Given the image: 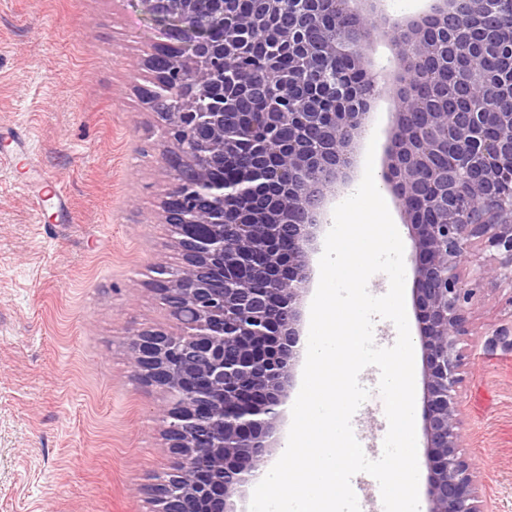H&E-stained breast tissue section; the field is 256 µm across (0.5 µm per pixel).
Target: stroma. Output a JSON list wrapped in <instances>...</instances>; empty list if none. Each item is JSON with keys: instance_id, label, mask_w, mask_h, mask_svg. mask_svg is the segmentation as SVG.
<instances>
[{"instance_id": "stroma-1", "label": "stroma", "mask_w": 512, "mask_h": 512, "mask_svg": "<svg viewBox=\"0 0 512 512\" xmlns=\"http://www.w3.org/2000/svg\"><path fill=\"white\" fill-rule=\"evenodd\" d=\"M140 0H0V512H154L148 485L172 470L155 410L165 393L130 363L133 334L177 332L151 282L182 253L161 202L174 146L146 101L142 61L158 42ZM395 102L382 92L355 148L352 181L381 170ZM60 180L69 213L47 182ZM461 274L476 291L457 392L464 452L488 512H512V289ZM376 367L352 428L369 459L388 431Z\"/></svg>"}]
</instances>
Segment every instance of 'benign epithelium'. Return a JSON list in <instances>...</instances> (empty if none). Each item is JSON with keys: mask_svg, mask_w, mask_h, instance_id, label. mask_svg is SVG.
Instances as JSON below:
<instances>
[{"mask_svg": "<svg viewBox=\"0 0 512 512\" xmlns=\"http://www.w3.org/2000/svg\"><path fill=\"white\" fill-rule=\"evenodd\" d=\"M160 25L161 42L144 63L154 74L146 99L175 146L172 185L163 202L183 265L161 269L152 284L180 332L147 331L130 340L135 372L167 393L156 409L178 455L154 485L155 512H238L230 498L268 461L302 348L301 304L313 280L312 255L327 204L346 184L351 145L368 127L379 81L366 55L369 36L391 25L396 109L382 174L401 176L396 193L413 241L414 297L424 375L423 421L429 450V512H483L475 459L462 453L465 432L456 391L464 382L458 345L470 336L469 292L460 267L478 245L501 256L480 278L512 285V110L501 111L482 72L458 80L464 109L424 113L426 136L410 123L423 103L404 91L420 60L472 48L478 14L512 15V0H434L405 21L363 0H142ZM327 28L320 41L310 28ZM273 91L259 135L238 101L254 94L240 71L246 54ZM293 66L284 75L282 56ZM349 55L369 75L363 107L327 59ZM336 86L324 109L322 84ZM501 131L489 140L482 121ZM293 129L284 143L277 129ZM248 152L249 167L235 164ZM435 216L419 223L410 201Z\"/></svg>", "mask_w": 512, "mask_h": 512, "instance_id": "benign-epithelium-1", "label": "benign epithelium"}]
</instances>
